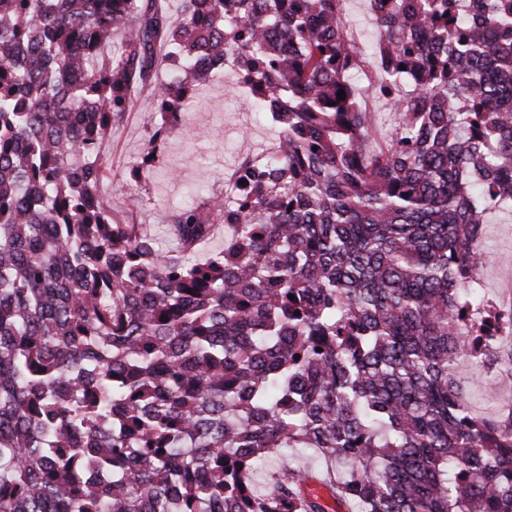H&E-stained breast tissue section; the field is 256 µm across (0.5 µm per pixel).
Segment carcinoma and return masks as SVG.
<instances>
[{"label": "carcinoma", "mask_w": 512, "mask_h": 512, "mask_svg": "<svg viewBox=\"0 0 512 512\" xmlns=\"http://www.w3.org/2000/svg\"><path fill=\"white\" fill-rule=\"evenodd\" d=\"M172 2L0 0V512H328L302 469L254 490L285 448L355 512H512V424L458 374L512 209V0H370L403 115L376 150L346 0ZM224 67L279 146L164 254L112 213L102 145ZM228 230L224 224H219L211 236L201 244L192 256L194 260H204L211 253L222 250L224 248V240L227 237ZM283 456H278L269 460L254 475V484L260 491H265L274 481V473L278 470L281 462L286 458L290 465L309 469L319 478L326 476V465L318 460L313 450L306 448H288L283 449Z\"/></svg>", "instance_id": "obj_1"}]
</instances>
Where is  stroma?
Returning <instances> with one entry per match:
<instances>
[{
  "label": "stroma",
  "mask_w": 512,
  "mask_h": 512,
  "mask_svg": "<svg viewBox=\"0 0 512 512\" xmlns=\"http://www.w3.org/2000/svg\"><path fill=\"white\" fill-rule=\"evenodd\" d=\"M374 65H366L354 82L363 89V103L374 123L370 147L385 144L401 121L385 99L370 94ZM232 72L221 71L200 86L191 111L182 113L177 122L164 132H157L155 103L141 95L127 112L123 122L112 132L106 151L111 171L103 185L113 211L125 212L130 198L141 201L137 222L152 236L161 251L175 249L169 234V218L173 211L189 203L196 192L228 196L226 174L240 160L266 152L277 142L273 124L264 113L254 111L245 95L235 85ZM156 138L157 149L144 158L143 148L149 138ZM148 161L147 176L135 177L133 170ZM484 246L488 261L481 270V294L494 302H502L512 291V212L488 215ZM482 366L462 365L461 374L474 412L496 420L506 405L512 404V337L503 343V351L495 366L490 390L480 389ZM310 470L325 477L326 465L313 450L288 448L282 457L269 460L254 475L258 490H266L274 480L281 462Z\"/></svg>",
  "instance_id": "obj_1"
}]
</instances>
